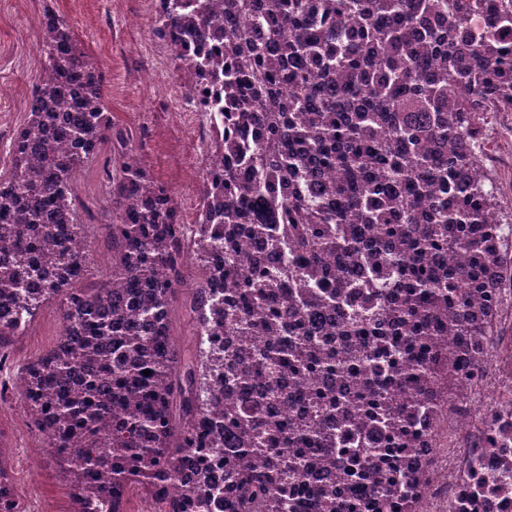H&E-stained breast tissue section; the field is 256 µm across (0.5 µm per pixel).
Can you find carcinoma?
Segmentation results:
<instances>
[{
    "mask_svg": "<svg viewBox=\"0 0 512 512\" xmlns=\"http://www.w3.org/2000/svg\"><path fill=\"white\" fill-rule=\"evenodd\" d=\"M153 33L211 132L192 227L59 16L0 176V349L57 303L60 335L20 383L71 512H127L134 491L162 512H413L404 449L456 388L442 337L493 336L485 290L512 271L476 151L485 107L512 111V0H159ZM105 142L112 267L79 288L74 176ZM190 255L197 335L225 341L184 367L170 311ZM285 374L325 377L286 422ZM9 464L0 448V512H23Z\"/></svg>",
    "mask_w": 512,
    "mask_h": 512,
    "instance_id": "obj_1",
    "label": "carcinoma"
}]
</instances>
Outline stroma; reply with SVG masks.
<instances>
[{"label": "stroma", "mask_w": 512, "mask_h": 512, "mask_svg": "<svg viewBox=\"0 0 512 512\" xmlns=\"http://www.w3.org/2000/svg\"><path fill=\"white\" fill-rule=\"evenodd\" d=\"M64 17L74 38L103 64L104 102L116 127L156 179L172 192L183 223L196 220L201 197L208 130L200 112L186 106L188 74L169 49L153 37L152 0H0V175L12 166V145L24 125L35 78L43 66L41 27L47 15ZM109 145L76 177L82 200L92 210L88 232L89 271L84 287L98 285L111 257L106 233L111 208L103 193ZM202 276L189 258L171 311L172 335L185 361L199 348L188 299ZM60 332L55 306H47L0 363V445L11 450V475L24 503L39 501L43 512H70L67 488L43 452L42 438L21 397L23 366L42 354Z\"/></svg>", "instance_id": "35a3bbf8"}]
</instances>
